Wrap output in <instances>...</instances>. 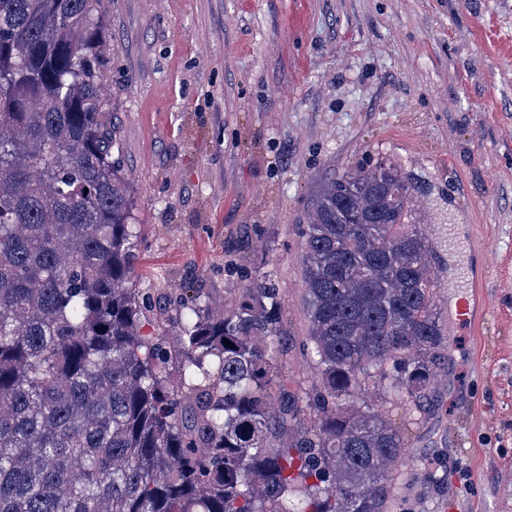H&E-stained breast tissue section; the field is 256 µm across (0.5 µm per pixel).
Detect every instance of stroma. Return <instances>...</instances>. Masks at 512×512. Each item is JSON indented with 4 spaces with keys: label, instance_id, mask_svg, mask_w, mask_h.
Returning a JSON list of instances; mask_svg holds the SVG:
<instances>
[{
    "label": "stroma",
    "instance_id": "1",
    "mask_svg": "<svg viewBox=\"0 0 512 512\" xmlns=\"http://www.w3.org/2000/svg\"><path fill=\"white\" fill-rule=\"evenodd\" d=\"M107 20L136 287L228 303L271 276L281 385L313 395V198L391 160L449 336L424 410L369 398L406 439L393 512H512V0H110Z\"/></svg>",
    "mask_w": 512,
    "mask_h": 512
}]
</instances>
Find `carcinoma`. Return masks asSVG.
<instances>
[{"mask_svg":"<svg viewBox=\"0 0 512 512\" xmlns=\"http://www.w3.org/2000/svg\"><path fill=\"white\" fill-rule=\"evenodd\" d=\"M108 2L0 0V512H391L404 434L346 401L372 385L418 407L446 358L414 186L382 159L318 189L312 397L272 403L268 279L232 309L173 299V349L141 335Z\"/></svg>","mask_w":512,"mask_h":512,"instance_id":"cac0c4a2","label":"carcinoma"}]
</instances>
